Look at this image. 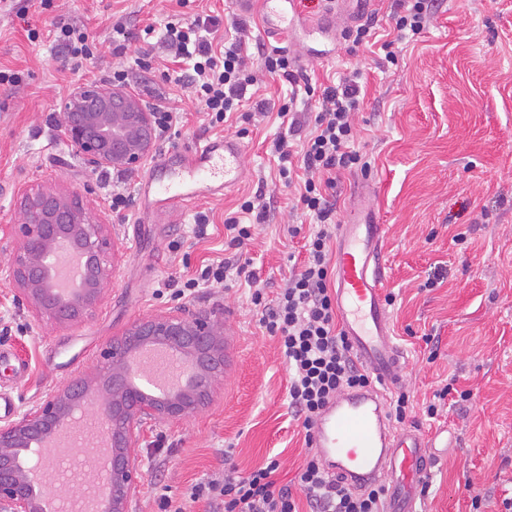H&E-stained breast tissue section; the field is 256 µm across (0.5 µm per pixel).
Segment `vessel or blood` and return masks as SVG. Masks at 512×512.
Wrapping results in <instances>:
<instances>
[{
    "label": "vessel or blood",
    "instance_id": "1",
    "mask_svg": "<svg viewBox=\"0 0 512 512\" xmlns=\"http://www.w3.org/2000/svg\"><path fill=\"white\" fill-rule=\"evenodd\" d=\"M379 0H336L316 16L300 0H229L242 16H257L264 37L300 43H340L345 26L372 16ZM242 147L231 137L203 140L189 154L164 155L138 185L144 204L184 211L195 202L236 187L243 179ZM384 225L351 218L339 225L336 308L352 358L375 378L374 386L336 395L318 417L312 446L326 471L352 489L387 490L384 512H417L421 488L435 465V434L394 428L387 391L401 382L403 352L393 339L381 263Z\"/></svg>",
    "mask_w": 512,
    "mask_h": 512
}]
</instances>
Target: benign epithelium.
Returning <instances> with one entry per match:
<instances>
[{
  "instance_id": "benign-epithelium-1",
  "label": "benign epithelium",
  "mask_w": 512,
  "mask_h": 512,
  "mask_svg": "<svg viewBox=\"0 0 512 512\" xmlns=\"http://www.w3.org/2000/svg\"><path fill=\"white\" fill-rule=\"evenodd\" d=\"M64 134L93 169L132 170L154 149L152 113L137 94L102 82L80 85L62 100ZM23 244L12 265L19 293L36 315L58 323L78 321L93 311L112 277L105 225L71 196L28 192L23 201ZM75 252L89 273L62 294L53 285L60 255ZM146 345L175 349L184 380L164 394L141 386L134 355ZM100 377L80 378L48 396L11 424L0 425V512H45L49 495L23 453L34 454L90 405L104 423L112 446L99 487L102 512H129L141 482L138 448L146 420L193 417L224 378V320L215 312L192 316L161 314L136 320L112 341Z\"/></svg>"
}]
</instances>
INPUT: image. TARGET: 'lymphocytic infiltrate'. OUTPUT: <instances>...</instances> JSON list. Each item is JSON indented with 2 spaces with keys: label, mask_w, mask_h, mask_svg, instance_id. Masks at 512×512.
I'll use <instances>...</instances> for the list:
<instances>
[{
  "label": "lymphocytic infiltrate",
  "mask_w": 512,
  "mask_h": 512,
  "mask_svg": "<svg viewBox=\"0 0 512 512\" xmlns=\"http://www.w3.org/2000/svg\"><path fill=\"white\" fill-rule=\"evenodd\" d=\"M404 14L394 17L396 40L382 42L387 62H395V43L420 34L430 16V0H409ZM216 18L194 16L172 18L160 29L146 27V34H157L180 59L191 61L187 84L210 118L211 126L226 123L238 111L258 72L285 78L298 85L307 75L297 70L287 52L260 51V70L246 61L244 41H225L223 52H215L211 36ZM361 86L357 76L323 88L313 129L306 136L300 158H293L286 139H278L279 176L285 185L297 186L298 204L311 215L315 225L309 234L299 226L291 235H305L307 256L299 270L291 272L275 298H266L250 271V258L205 267L199 277L187 279L177 289L180 297L194 296L200 284L245 280L250 301L259 307V323L275 337L288 365V407L300 417L305 432H312L321 410L337 393L370 386L369 374L357 368L349 344L338 323L336 303L328 287L331 263L330 243L336 234V207L329 191L340 172L357 169L368 172L370 163L354 147L355 114L360 106ZM277 460H269L244 476H225L192 486L191 500H207L213 512H299L296 493H303L310 512H380L384 487L359 492L332 480L316 454H308L297 476L296 487L277 486L274 475Z\"/></svg>",
  "instance_id": "lymphocytic-infiltrate-1"
}]
</instances>
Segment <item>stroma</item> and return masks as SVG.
Returning a JSON list of instances; mask_svg holds the SVG:
<instances>
[{"label":"stroma","mask_w":512,"mask_h":512,"mask_svg":"<svg viewBox=\"0 0 512 512\" xmlns=\"http://www.w3.org/2000/svg\"><path fill=\"white\" fill-rule=\"evenodd\" d=\"M188 12L219 19L230 36L239 21L228 0H0V71L20 73L19 86L0 84V389L19 412L39 405L78 377L97 375L104 355L137 319L155 314L221 310L234 333L231 376L204 411L187 421L143 424L138 450L143 477L130 512H159L160 495L185 503L186 512H211L207 501H187L192 485L251 471L277 457L278 485L295 486L307 449L302 423L288 408V371L277 341L264 333L246 284L205 285L191 298L164 284L198 277L207 265L232 257L224 222L247 197L273 204L249 247L251 268L267 296L288 276V257L303 237L289 225H310L294 207L291 190L277 187L271 149L287 134L277 114L260 123L238 119L245 134V177L234 189L200 202L208 218L196 236L194 215L152 216L137 224L140 179L168 151L194 149L212 136L208 118L173 80L181 65L145 36L168 17ZM85 26L96 50L73 71L54 42L57 23ZM122 21L132 39L115 54L111 32ZM313 85L360 73L364 97L355 146L371 159L369 174L336 179V220L350 218L360 183L377 195L387 234L383 260L388 310L406 361L401 390L417 412L405 425L447 431L453 445L435 449L429 490L420 512H505L512 502V0H434L427 28L403 42L395 63L367 45L341 47L326 62L291 46ZM146 67L135 66V58ZM131 71V89L143 101L180 113L177 137L158 139L135 169L97 171L84 162L53 116L61 97L117 66ZM64 192L105 224L114 270L88 317L69 324L38 319L20 299L10 265L22 244L20 202L29 190ZM127 206L113 211L112 197ZM25 372H17L18 362ZM471 391L463 408L431 419L421 412L445 384ZM480 499H472V491Z\"/></svg>","instance_id":"35a3bbf8"}]
</instances>
